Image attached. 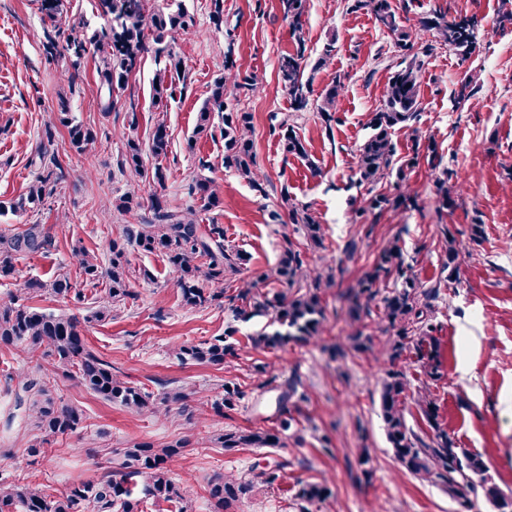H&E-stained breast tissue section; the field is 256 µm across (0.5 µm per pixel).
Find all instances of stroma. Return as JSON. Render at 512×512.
Listing matches in <instances>:
<instances>
[{
    "mask_svg": "<svg viewBox=\"0 0 512 512\" xmlns=\"http://www.w3.org/2000/svg\"><path fill=\"white\" fill-rule=\"evenodd\" d=\"M197 25L177 38L188 67L185 89L167 109L170 147L163 164L168 180L159 196L170 206L196 210L201 223L223 225L228 245L245 252L253 272L274 269L285 242L306 250L311 264L332 267L334 282L322 289L324 331L319 340L288 343L275 351L253 349L247 337L260 331L265 319L235 324L228 299L202 308H182L176 278L165 258L132 251L133 269H147L149 279L132 278L124 305L103 322L84 326L89 347L110 362L124 379L159 392L161 384L185 387L191 415L171 410L165 415H140L88 393L76 381L58 384L56 392L85 412V427L56 438L45 458L31 460L27 441L32 435L23 409L15 405L10 374L36 370L37 359L14 347L0 345V475L44 486L59 494L71 484L98 481L113 472L120 452L135 441L187 443L171 467L181 491L196 512H212L207 482L218 473H246L254 466L285 463L278 484H256L237 512H300L295 498L300 485H326L324 502L309 512H494L482 491L469 493L467 506L448 497L438 484L420 480L397 463L379 415L382 362L355 352L348 336L347 292L373 265L389 242H398L405 261L424 289L433 291L427 322L440 352V376L430 389L438 422L459 445L481 455L488 475L512 495V30H494L502 0H413L409 22L431 8L449 17L474 16L481 26L471 58L460 61L445 49L426 51L425 40L414 39L413 50L424 66L420 86L421 111L413 128L395 131L396 156L412 155V131L430 137L436 157L420 156L409 173L414 206L382 213L364 211L368 190L353 185L358 150L369 134V120L381 99L400 50L366 11L351 12L347 0H307L302 17L308 55H315L328 38L336 40V55L312 74L314 92L343 78L338 123L325 129L317 112L293 111L277 75L282 54L293 51L280 0H224V27L210 20L211 0H186ZM37 0H0V201L21 194L35 170L29 158L44 143L58 95H67L79 121L98 135L93 153L69 151L64 129H57L53 149L66 177L38 217L0 214V226L38 221L47 225L55 247L45 256L17 260L21 278L46 279L59 263L68 261L75 245L107 257L112 238L139 216L121 214L113 200L126 188L119 170L123 132L135 127L149 142L158 111L151 100L155 72L145 56L110 113L100 112L93 61L80 69V80L69 83L65 63L49 62L44 50L50 31ZM232 53L240 76L256 77L241 100L251 112L257 165L265 176L263 191H255L224 166V140L219 133L194 137L198 111L213 79L224 71V55ZM479 87L473 105H457L453 92L465 79ZM291 119L306 150V158L286 154L275 129ZM210 164L207 177L223 203L207 210L190 185L199 160ZM452 170L463 186L454 208H439L436 177ZM310 207L324 231V247L307 250L297 225L274 222L271 212L283 211L282 195ZM482 225L480 242L471 239L472 225ZM469 250L456 274L444 266L447 236ZM238 325L236 356L214 366L181 361V345L223 334ZM276 378L275 390L257 388L263 374ZM237 378L244 393L227 417L203 414L204 403L217 384ZM301 383L308 399L300 403L298 423L283 432L275 448L213 447V434L225 429L274 427L277 390L288 380ZM99 436L91 447V436ZM373 458V474L364 477L357 458L360 449Z\"/></svg>",
    "mask_w": 512,
    "mask_h": 512,
    "instance_id": "35a3bbf8",
    "label": "stroma"
}]
</instances>
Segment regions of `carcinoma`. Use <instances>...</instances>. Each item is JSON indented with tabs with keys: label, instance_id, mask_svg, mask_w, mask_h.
Instances as JSON below:
<instances>
[{
	"label": "carcinoma",
	"instance_id": "1",
	"mask_svg": "<svg viewBox=\"0 0 512 512\" xmlns=\"http://www.w3.org/2000/svg\"><path fill=\"white\" fill-rule=\"evenodd\" d=\"M106 17L103 27L86 34L82 26L71 21L66 0H40L41 13L51 22L55 37H48L46 54L50 59L67 57L74 73L79 76L82 60L89 53L98 56L96 75L98 88L103 93L101 111L110 112L115 107L114 93L127 87L129 77L141 58L151 53L157 68L151 82L152 100L156 107H164L174 98L178 83L185 77L186 61L177 50V36L189 33L195 27V15L184 0H165L161 8L148 7V0H99ZM284 16L291 26L295 49L278 60V79L288 94L293 110L306 109L314 103L316 112L331 127L336 120L337 101L344 83L341 78L327 88L319 98L310 100L311 78L305 76L308 65L306 40L302 15L306 0H281ZM352 11L367 10L386 29L396 46L403 51L401 60L393 65L394 71L384 88L379 106L369 122L370 133L360 146L357 174L358 183L372 187L395 179L396 188L406 185L408 171L417 156L404 161L396 159L393 134L410 126L421 111L419 86L422 63L417 56L408 54L413 46L414 33L405 25V17L394 0H352ZM480 21L474 16L448 18V13L433 9L420 18L419 31L430 38L427 49L444 46L460 59L466 60L474 51ZM225 74L213 81L210 96L202 104L195 135L213 133L215 120H221L220 133L224 139V168L235 171L255 188H261L252 139V115L240 107L241 94L251 89L255 78L238 80L233 70L232 50L225 54ZM67 131L68 147L79 154L95 150L97 133L73 115L70 98L58 95L56 122L46 126L48 143H53L56 125ZM279 136L288 154L307 157L302 140L295 126L283 121ZM125 149L121 154L122 172L133 179L131 188L116 197L113 206L121 214H130L143 207L141 185L165 186L167 173L159 160L168 154L169 138L165 119L156 120L152 139L147 148L158 163L149 167L145 163L143 144L133 133L124 135ZM30 164L38 173L26 191L8 203L0 202V213L9 210L15 215L41 211L45 200L56 191L64 176L58 155L42 146L31 158ZM461 185L453 180V173L446 172L437 180V202L446 208L459 197ZM191 192L200 196L207 209L221 207L222 200L212 181L198 175L193 178ZM282 201L288 207V218L300 225L306 241L312 248L323 247L324 231L317 217L308 208L289 203L288 193ZM414 199L403 192L391 197L378 193L368 199L372 210L409 207ZM152 216L139 224H126L122 234L109 243L108 265L85 247H75L71 263L76 265L82 282L97 287L105 285V298H87L77 290L69 271L62 269L49 280L17 277L15 261L22 257L47 254L54 246L53 237L42 224H26L19 231L0 230V281H16V291L0 298V344L14 346L33 356L41 354L47 366L40 376L32 378L21 371L17 374V400L26 404L28 420L35 433L28 441L27 453L37 458L45 455V445L50 439L68 435L83 428L84 411L66 403L53 394V383L58 379H74L88 392L105 402L118 405L135 413L166 414L177 406L188 411V395L181 388L170 389L156 396L144 388L128 382L112 371V364L98 356L88 346L82 322L76 316L48 312L30 304L40 297L73 299L88 303L86 320L105 321L112 318L114 308L130 296L132 277L129 248L160 254L166 258L176 276L181 305L186 309L201 307L226 293L234 277L241 273L247 262L246 255L224 244V225L196 222L193 212L171 209L159 198L151 201ZM464 251L453 238H448L446 268L456 272ZM283 286L276 292L254 291V283L242 282L238 293L231 300L239 305L233 309L234 318L248 322L255 317H266L271 331L263 330L250 337L252 347L275 350L288 342H309L322 328L324 315L318 290L331 280V274L310 267L305 253L288 246L281 253L279 262L268 279ZM393 280V288L382 298L377 312L379 323L385 324L389 338L379 350H374L372 338L359 332L351 337V346L359 352H377L386 364L380 392V415L386 435L400 467L425 480L439 479L448 496L465 501L466 491L481 487L485 497L497 512H512V497L504 496L487 477V466L482 456L459 446L456 438L440 427L437 408L431 398L428 383L415 388L414 401L426 417L434 435L425 442L413 433L405 419V400L411 388L410 380L400 365L405 352H414L416 362L431 380L438 378L436 338L424 322V309L429 292L405 263L401 249L396 245L384 248L369 272L350 290L349 313L353 320L372 315L370 302L378 295V286ZM306 284L303 294L292 292L294 286ZM237 329L229 326L224 334L197 344L179 348L181 360H193L212 365L224 364V359L234 355L236 343L233 336ZM244 392L231 378L218 385L217 398L210 404L218 416L236 409ZM306 400L299 391V384L288 383L276 400V421L279 429L231 430L218 433L213 438L217 447L226 451L235 448H274L279 445V431H286L298 423L294 413L298 403ZM186 441L157 445L153 442H136L123 450V460L118 471L99 482H81L71 485L61 495H53L36 484L8 482L0 478V512H84L88 505L92 512H141L142 497L173 505L175 512H195L192 500L186 498L172 479L171 465L181 455ZM278 464L257 473L249 472L240 477L217 474L207 484L208 495L214 512H232L261 482L272 485L279 478ZM328 488L318 483H306L299 488L297 498L306 503L320 502L327 498Z\"/></svg>",
	"mask_w": 512,
	"mask_h": 512
}]
</instances>
